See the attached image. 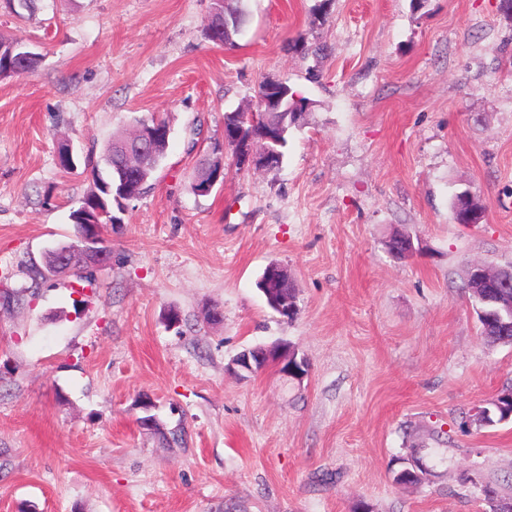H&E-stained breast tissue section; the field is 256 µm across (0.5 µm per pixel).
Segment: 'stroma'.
<instances>
[{"instance_id":"obj_1","label":"stroma","mask_w":512,"mask_h":512,"mask_svg":"<svg viewBox=\"0 0 512 512\" xmlns=\"http://www.w3.org/2000/svg\"><path fill=\"white\" fill-rule=\"evenodd\" d=\"M211 6L0 0V36L42 55L0 79V512H483L469 478L512 495V421L470 418L512 386V345L481 336L465 284L472 265H512V14L245 0L243 34L218 46ZM264 80L310 102L272 171L224 144L225 112L255 108ZM153 116L169 147L103 232L110 263L88 286L33 282L76 242L69 214L104 147ZM215 150L224 182L194 195ZM464 189L483 223H455ZM397 230L405 260L386 247ZM271 263L294 320L256 286ZM278 342L307 359L303 381L230 370ZM416 457L423 482L397 484ZM223 167L224 159L220 154L205 155L196 164L194 178L191 184L192 192L197 196H206L207 194L200 191L206 189V184L210 183L216 176L219 169Z\"/></svg>"}]
</instances>
